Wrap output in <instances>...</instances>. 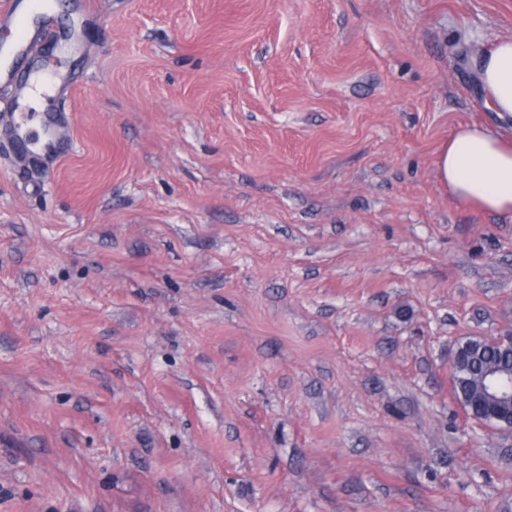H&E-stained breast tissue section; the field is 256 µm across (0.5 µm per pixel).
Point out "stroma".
<instances>
[{
  "instance_id": "35a3bbf8",
  "label": "stroma",
  "mask_w": 512,
  "mask_h": 512,
  "mask_svg": "<svg viewBox=\"0 0 512 512\" xmlns=\"http://www.w3.org/2000/svg\"><path fill=\"white\" fill-rule=\"evenodd\" d=\"M67 153L0 136V512H512L451 350L512 219L438 182L512 0H48Z\"/></svg>"
}]
</instances>
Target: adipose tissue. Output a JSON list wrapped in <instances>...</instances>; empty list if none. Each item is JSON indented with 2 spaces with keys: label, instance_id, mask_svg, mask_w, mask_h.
Returning <instances> with one entry per match:
<instances>
[{
  "label": "adipose tissue",
  "instance_id": "ef3b65f1",
  "mask_svg": "<svg viewBox=\"0 0 512 512\" xmlns=\"http://www.w3.org/2000/svg\"><path fill=\"white\" fill-rule=\"evenodd\" d=\"M487 107L512 116V39L494 41L476 60ZM439 183L459 200L512 217V144L488 127L458 129L436 161Z\"/></svg>",
  "mask_w": 512,
  "mask_h": 512
}]
</instances>
